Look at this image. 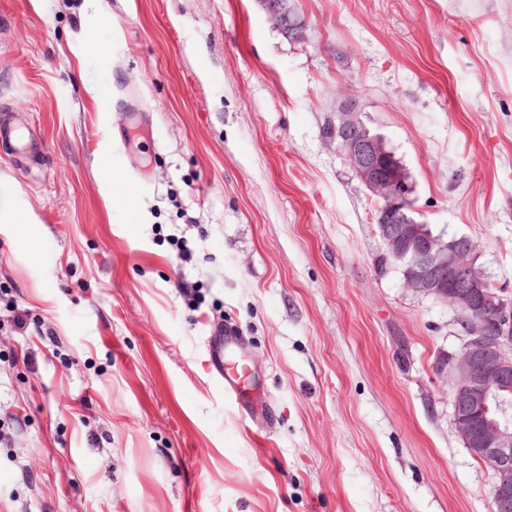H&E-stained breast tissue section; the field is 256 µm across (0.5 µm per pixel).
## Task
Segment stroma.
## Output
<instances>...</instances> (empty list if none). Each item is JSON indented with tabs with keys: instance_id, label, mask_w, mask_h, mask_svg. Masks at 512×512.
Wrapping results in <instances>:
<instances>
[{
	"instance_id": "obj_1",
	"label": "stroma",
	"mask_w": 512,
	"mask_h": 512,
	"mask_svg": "<svg viewBox=\"0 0 512 512\" xmlns=\"http://www.w3.org/2000/svg\"><path fill=\"white\" fill-rule=\"evenodd\" d=\"M0 0V512H492L448 304L381 267L357 97L512 299V0ZM109 165L132 198L115 200ZM247 375L225 396L208 337ZM269 15L276 16L281 21L280 32L291 41H304L306 24L299 15L295 14L290 0H259Z\"/></svg>"
}]
</instances>
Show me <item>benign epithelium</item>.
Instances as JSON below:
<instances>
[{
  "label": "benign epithelium",
  "instance_id": "obj_1",
  "mask_svg": "<svg viewBox=\"0 0 512 512\" xmlns=\"http://www.w3.org/2000/svg\"><path fill=\"white\" fill-rule=\"evenodd\" d=\"M281 21L291 41L306 38V24L291 0H260ZM336 148L384 199L377 225L384 258L403 272L411 290L434 296L461 315L460 349L442 357L436 371L453 388V425L471 455L496 476L493 512H512V301L491 286L475 264V244L425 232L413 217L412 185L405 169L387 164L382 137L370 133L354 98L336 113ZM493 316L488 335L483 315Z\"/></svg>",
  "mask_w": 512,
  "mask_h": 512
}]
</instances>
